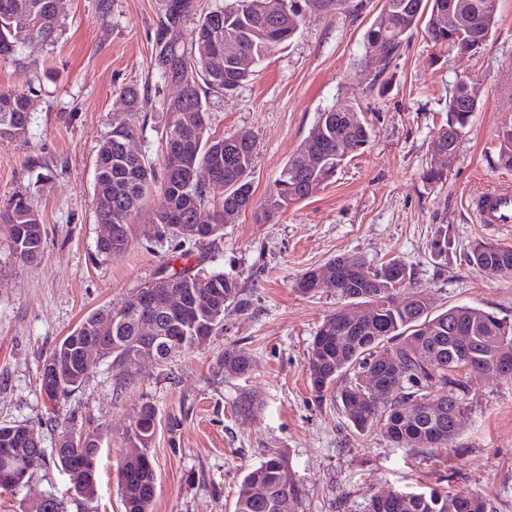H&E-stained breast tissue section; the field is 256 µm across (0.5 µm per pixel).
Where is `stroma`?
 Returning <instances> with one entry per match:
<instances>
[{
  "mask_svg": "<svg viewBox=\"0 0 512 512\" xmlns=\"http://www.w3.org/2000/svg\"><path fill=\"white\" fill-rule=\"evenodd\" d=\"M96 4L59 0L56 40L28 42L18 60L0 59V88L28 91L30 113L26 144L0 141V211L24 196L46 233L41 262L15 261L0 220V425L29 427L46 453L24 486L0 489V512H27L49 497L67 512H123L118 463L146 404L156 410L151 512H234L245 472L274 451L288 456L300 489L292 512H365L374 493L390 488L469 491L491 498L497 512H512V379L468 375V409L450 448L410 452L377 432L358 433L341 405L316 400L306 371L316 330L342 302L332 288L312 295L297 289L307 269L340 255L374 266L395 258L413 269L435 310L467 304L512 321V278L487 276L466 259L481 241L512 244V227L479 224L467 204L474 189L512 181V171L497 165L498 135L512 125V0H499L491 36L466 56L415 30L377 86L362 63L363 36L381 0H345L336 13L306 15L295 39L236 93L207 92L214 135L243 129L256 140L258 200L321 109L358 108L373 136L331 184L273 221L256 222L248 211L220 238L188 247L191 264L240 284L223 333L172 360L140 362L122 389L111 359H94L85 383L55 405L40 388L44 360L87 314L122 306L183 247L149 239L147 206L132 218L126 253L97 249L103 228L93 184L101 142L113 124L129 123L142 154L157 162L164 106L180 85L156 48L166 0H110L102 12ZM463 72L474 80L479 108L447 181L431 184L425 172L433 143ZM128 86L144 98L142 111H128L121 94ZM441 227L452 244L444 260L431 253ZM228 348L251 354V376L218 370ZM245 396L253 413L238 409ZM173 417L179 427H170ZM67 427L103 435L94 498L78 494L55 460Z\"/></svg>",
  "mask_w": 512,
  "mask_h": 512,
  "instance_id": "35a3bbf8",
  "label": "stroma"
}]
</instances>
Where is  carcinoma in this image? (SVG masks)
Instances as JSON below:
<instances>
[{
    "label": "carcinoma",
    "instance_id": "obj_1",
    "mask_svg": "<svg viewBox=\"0 0 512 512\" xmlns=\"http://www.w3.org/2000/svg\"><path fill=\"white\" fill-rule=\"evenodd\" d=\"M188 0H168L165 28L183 20ZM343 0H224L198 20L187 51L174 40L160 43V57L180 94L166 107L165 140L159 166L135 146L132 127L112 126L101 143L95 164L94 204L99 224H117L121 240L101 253L119 256L131 244V217L146 205L153 207L154 225L166 235L188 242H203L221 235L224 225L251 208L269 221L328 183L348 158L365 147L372 127L365 114L352 106H331L317 113L308 136L280 172L259 203L253 201L252 172L256 141L248 131L213 135L208 126L202 87L232 93L250 80L264 61L297 34L306 13H331ZM498 0H381L379 13L364 34V55L379 53V66L370 71L377 83L413 31L424 24L430 40L449 50L456 39L485 43L496 24ZM61 27L54 0H0V57L17 53L31 39L49 41ZM224 57V69L215 70L210 57ZM470 91L459 87L449 99L446 127L439 132L433 153H445L453 162L459 140L473 113L462 108ZM28 97L23 91L0 89V141L25 142ZM499 164L512 169V126L499 134ZM224 186V200L213 209L211 222L194 220L197 209L209 202L215 181ZM0 218L19 224L25 232L10 238L9 255L34 263L44 258L45 229L38 213L18 196ZM434 256L448 257V229L437 231L431 243ZM185 261L166 278L182 290L187 303L173 314L156 312L155 335L179 337L180 345L165 352L141 337L134 300L116 309L95 311L73 330L77 336L96 335V322L112 318V345L102 356L112 359L119 380L130 379L132 369L146 358L162 361L199 348L224 329V312L240 295L237 278L211 273ZM470 264L491 277H512V245L478 242L467 255ZM345 310L328 315L318 328L307 358L310 385L316 397L327 394L340 401L352 426L364 434L379 431L396 448H446L458 435L455 415L467 411L468 394L463 372L498 373L500 345L512 342V323L468 305L433 312L427 297L414 282V272L391 260L373 267L355 255H342L307 270L297 283L303 294H314L327 274ZM460 336L476 338L475 353L460 351ZM67 340L50 353L59 367V403L81 387L86 372L76 367L66 349ZM255 362L239 348L224 350L219 369L246 378ZM349 382L336 387L341 376ZM369 374L366 383L362 376ZM155 408L144 405L131 425V447L142 452L120 461L119 490L124 512H150L157 474L146 452L155 433ZM17 425H0V477L8 465L30 470L46 461L44 450L28 446L5 432ZM102 436L96 431H65L59 440L63 455L56 461L75 490L86 498L98 489L97 460ZM300 494L286 455L273 452L248 469L241 482L234 512H289ZM367 512H496L493 502L462 492L448 495L435 489L390 491L373 495Z\"/></svg>",
    "mask_w": 512,
    "mask_h": 512
}]
</instances>
